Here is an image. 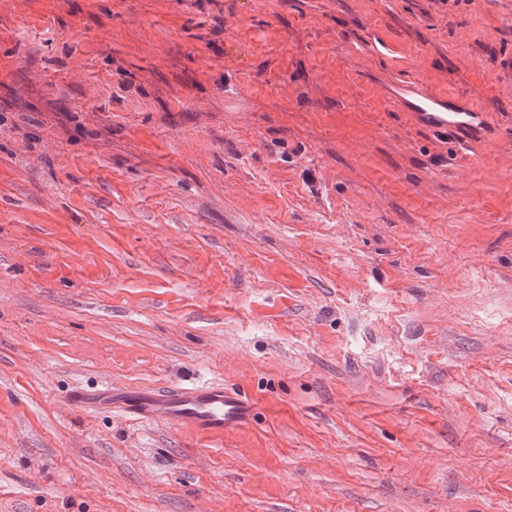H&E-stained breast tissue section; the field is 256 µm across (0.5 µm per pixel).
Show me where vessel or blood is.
<instances>
[{
	"mask_svg": "<svg viewBox=\"0 0 512 512\" xmlns=\"http://www.w3.org/2000/svg\"><path fill=\"white\" fill-rule=\"evenodd\" d=\"M423 118L445 130L469 129L475 113L443 108L439 99L424 96L420 105ZM71 399L100 409L117 408L147 422L164 423L197 434L223 437L251 425L255 406L245 395L220 383H193L162 389L129 390L104 386L95 391H75Z\"/></svg>",
	"mask_w": 512,
	"mask_h": 512,
	"instance_id": "obj_1",
	"label": "vessel or blood"
}]
</instances>
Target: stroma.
Listing matches in <instances>:
<instances>
[{
  "instance_id": "obj_1",
  "label": "stroma",
  "mask_w": 512,
  "mask_h": 512,
  "mask_svg": "<svg viewBox=\"0 0 512 512\" xmlns=\"http://www.w3.org/2000/svg\"><path fill=\"white\" fill-rule=\"evenodd\" d=\"M507 56L512 0H0V512H512ZM205 382L254 423L69 401ZM423 101L419 109L423 112H417L422 118L432 126L448 132V128L454 130H467L477 118L478 114L473 112H458L452 108L444 106L440 100L428 95L422 94ZM442 109H446L443 111Z\"/></svg>"
}]
</instances>
